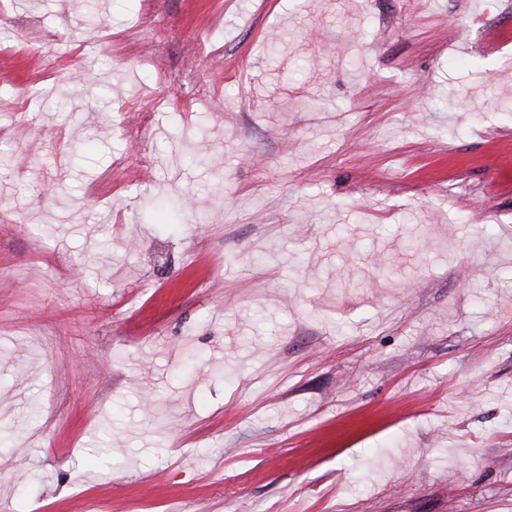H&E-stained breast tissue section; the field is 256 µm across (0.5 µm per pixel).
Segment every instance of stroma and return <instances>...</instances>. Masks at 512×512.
<instances>
[{
	"label": "stroma",
	"mask_w": 512,
	"mask_h": 512,
	"mask_svg": "<svg viewBox=\"0 0 512 512\" xmlns=\"http://www.w3.org/2000/svg\"><path fill=\"white\" fill-rule=\"evenodd\" d=\"M0 512H512V0H0Z\"/></svg>",
	"instance_id": "obj_1"
}]
</instances>
